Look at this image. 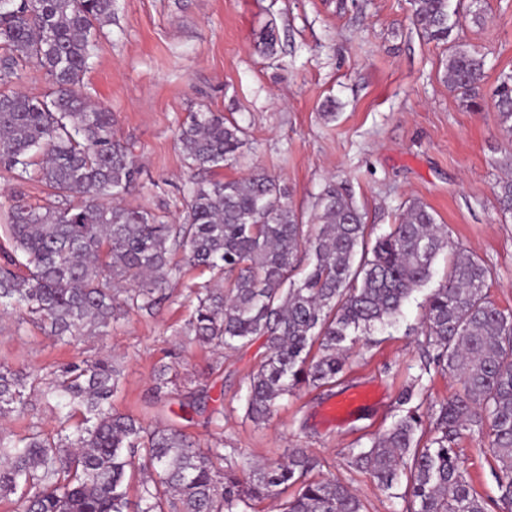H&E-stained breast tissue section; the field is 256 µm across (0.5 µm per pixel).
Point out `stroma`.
Instances as JSON below:
<instances>
[{
	"label": "stroma",
	"instance_id": "35a3bbf8",
	"mask_svg": "<svg viewBox=\"0 0 512 512\" xmlns=\"http://www.w3.org/2000/svg\"><path fill=\"white\" fill-rule=\"evenodd\" d=\"M481 7V24L464 4L451 18V41L486 59L482 106L469 109L445 79L447 46L416 31L410 0H116L81 92L112 111L114 136L132 145L141 167L139 186L123 206L178 224L190 181L239 179L261 169L287 186L292 207L307 216L313 196L343 180L366 223L384 231L411 202L430 207L451 239L490 270V299L512 310V215L496 198L498 183L512 172V141L492 106L499 77L512 73V0H482ZM271 26L278 43L270 52L261 35ZM208 110L236 118L248 144L236 164L193 173L176 133L190 113ZM208 279L187 271L154 315H129L107 335L74 345L57 343L18 312L0 314V363L27 371L112 356L123 370L116 408L151 426L174 421L187 394L183 381L192 379L207 390L209 407L224 410L214 422L201 415L184 423L202 445L264 461L308 449L322 474L355 490L368 512H402L403 500L351 466L350 452L410 411L431 430L436 402L459 389L424 369L427 290L405 302L399 323L350 350L336 383L301 386L258 427L245 407L248 376L267 353L263 339L222 357L180 340L192 309L187 288ZM171 361L180 382L163 408L153 372ZM417 379L421 391L400 403L402 389ZM360 390L369 391L367 401L339 420L325 419L330 403ZM479 440L477 429H467L457 446L488 512H501L497 466L479 451Z\"/></svg>",
	"mask_w": 512,
	"mask_h": 512
}]
</instances>
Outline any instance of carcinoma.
<instances>
[{
  "mask_svg": "<svg viewBox=\"0 0 512 512\" xmlns=\"http://www.w3.org/2000/svg\"><path fill=\"white\" fill-rule=\"evenodd\" d=\"M411 5L419 34L448 43L450 0ZM112 10L113 0H0V169L38 179L57 198L32 206L17 197L8 208L0 228L12 251L0 265V311L19 310L63 341L104 335L130 311L155 313L181 275L171 258L180 249L186 264L212 274L189 289L195 305L183 342L223 354L265 338L268 353L246 399L248 418L263 424L300 386L336 382L350 346L392 325L449 251L448 273L427 297L423 333L435 367L460 390L438 403L435 436L422 441L421 420L408 413L351 464L407 502L408 512H487L455 448L460 431L475 427L497 462L499 501L512 508V311L489 300L485 265L454 246L420 202L376 233L341 183L314 197L309 224L261 172L192 184L180 224L122 206L140 167L112 137V112L79 92ZM30 64L48 79L40 97L9 89ZM485 66L482 55L449 46L448 86L467 107H481ZM493 107L511 137L512 74L500 78ZM247 141L238 121L210 111L191 113L178 134L184 161L196 169L233 164ZM497 197L512 214L511 178ZM52 375L45 382L38 370L0 365L1 420L23 415L37 395L58 421L52 432L0 429V500L13 498L14 512H129L134 469V512H255L290 488L280 512H366L347 485L318 473L320 461L304 448L256 463L236 448H203L175 425L147 427L118 412L112 400L123 373L110 357L70 362ZM176 377L175 365L158 366L155 393Z\"/></svg>",
  "mask_w": 512,
  "mask_h": 512,
  "instance_id": "obj_1",
  "label": "carcinoma"
}]
</instances>
